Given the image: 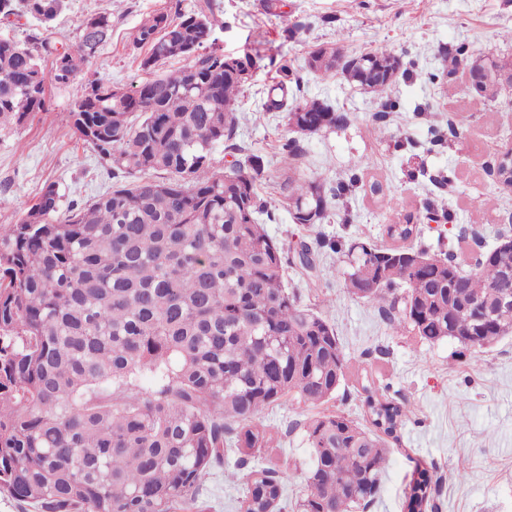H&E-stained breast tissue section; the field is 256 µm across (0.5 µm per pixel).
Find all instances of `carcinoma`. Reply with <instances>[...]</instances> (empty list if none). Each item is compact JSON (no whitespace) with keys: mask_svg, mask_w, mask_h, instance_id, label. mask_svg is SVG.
<instances>
[{"mask_svg":"<svg viewBox=\"0 0 512 512\" xmlns=\"http://www.w3.org/2000/svg\"><path fill=\"white\" fill-rule=\"evenodd\" d=\"M67 0H0V18L49 25ZM224 29L211 0L194 9L168 0L145 17L133 46L147 79L121 88L92 73L71 111L74 133L112 171L107 192L59 206L45 183L16 224L0 225V494L40 512H199L202 481L234 454L245 492L240 512H282L288 473L251 464L278 447L262 413L288 399L319 406L347 380L361 385L362 427L319 412L304 431L308 464L293 512H355L374 502L390 448L409 419L389 385L360 384L366 371L345 358L336 330L283 282L284 266L311 271L317 250L345 256L349 293L378 306L394 334L445 339L477 354L512 335V310L498 308L512 283V246L497 245L464 269L451 258L405 245L416 225L395 216L394 244L354 239L274 241L260 222L262 156L236 142L239 95L257 61L213 49ZM112 32V15L88 14L79 35L58 47L37 34L0 36V130L47 108L42 60L59 85L72 83ZM185 65L159 72L168 60ZM317 48L306 67L381 95L395 81L387 52L344 59ZM508 67L478 58L480 95H512ZM286 110L287 126L313 134L344 121L317 100L272 86L261 111ZM238 153L229 168L213 148ZM279 154L294 168L303 148L284 137ZM293 223L327 217L331 201L316 177L279 185ZM491 318L478 342L466 304ZM442 478L418 466L406 512L435 508Z\"/></svg>","mask_w":512,"mask_h":512,"instance_id":"carcinoma-1","label":"carcinoma"}]
</instances>
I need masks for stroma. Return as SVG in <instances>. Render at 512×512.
Returning a JSON list of instances; mask_svg holds the SVG:
<instances>
[{
    "label": "stroma",
    "mask_w": 512,
    "mask_h": 512,
    "mask_svg": "<svg viewBox=\"0 0 512 512\" xmlns=\"http://www.w3.org/2000/svg\"><path fill=\"white\" fill-rule=\"evenodd\" d=\"M225 54L256 56L258 64L238 104V140L263 156L261 198L274 214L266 229L278 243L295 245L317 237L387 243L385 228L397 213H410L420 233L412 245L433 254L451 253L473 264L493 248L512 222V187L492 173L502 150L512 145V96L476 97L466 90V61L494 57L512 61V0H216ZM166 0H70L53 28L33 19L0 26V33L26 39L46 32L65 43L79 33L89 13L112 15V35L91 69L112 84L145 80L132 49L141 19ZM344 57L385 51L400 61L395 82L380 96L344 78L321 80L308 71L315 47ZM462 54L456 70L444 57ZM289 71V97L317 99L346 116L327 130L301 136L300 174L319 178L333 194L323 223H293L280 202L278 185L286 166L277 152L287 133L284 113L261 109L270 86ZM80 83H48V109L21 126L0 131V184L9 183L0 225L14 224L35 202L45 183L59 186L62 204L88 200L112 187L111 171L73 133L69 111ZM385 113L377 122L376 113ZM366 169H357V161ZM357 177L351 191L336 195L338 183ZM379 181L384 200L369 191ZM316 268L287 267L285 282L304 304L318 308L333 325L346 358L381 348L385 356L368 377L404 397L411 415L392 449L379 497L366 512H404L405 492L416 462L436 465L443 479L438 512H512V337L476 359L464 361L451 340L429 344L412 333L388 330L377 307L350 294L344 256L321 250ZM312 408L283 401L265 411L264 423L281 429L280 446L261 455L288 472V495L304 490L307 459L302 430ZM241 485L223 470L203 480L205 512H236Z\"/></svg>",
    "instance_id": "obj_1"
}]
</instances>
